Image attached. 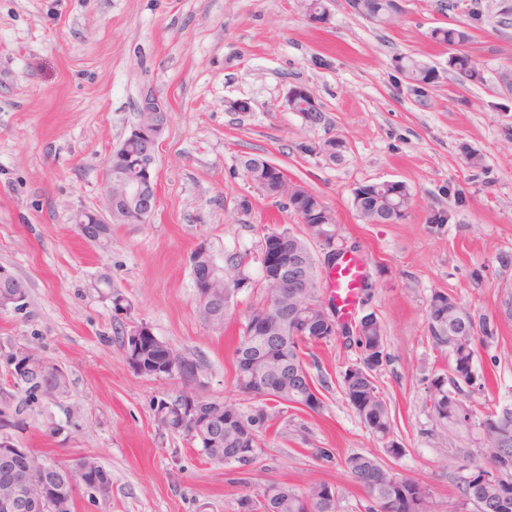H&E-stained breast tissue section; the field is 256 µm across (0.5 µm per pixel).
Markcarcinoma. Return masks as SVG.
<instances>
[{
  "instance_id": "1",
  "label": "carcinoma",
  "mask_w": 512,
  "mask_h": 512,
  "mask_svg": "<svg viewBox=\"0 0 512 512\" xmlns=\"http://www.w3.org/2000/svg\"><path fill=\"white\" fill-rule=\"evenodd\" d=\"M352 12L362 18L378 23L390 22L398 13L395 0H348ZM483 21L480 0H471L467 11V23L448 27H434L430 38L440 44L466 43L471 39V30ZM395 68L416 89L432 84L437 70L422 60L408 56L394 59ZM448 69L454 72L462 84L484 82L482 70L469 55L448 58ZM241 166L247 180L260 188L261 195L277 199L288 195V210L297 218L308 215L307 206H324L322 199L313 194L308 201L300 199L301 188L295 184L283 187L269 177L268 161L258 157H246ZM352 194L361 197L357 212L361 221L372 223L376 209L391 216L395 223L407 219L412 211L413 193L403 182L388 181L361 184ZM216 275L224 280H233L241 285L246 276L241 271V260L230 254L222 263L215 264ZM256 302L244 315L243 323L251 324L261 317L266 308L272 288L265 276L255 284ZM427 334L433 348L448 354L450 372L436 374L428 386V404L440 427L451 435L459 431L476 432L481 435L479 443L490 449V465H463L466 474L460 478L457 499L448 501L446 512H464L472 500L486 505V512H512V407L490 411L477 417L469 407L473 393L487 384L483 370L475 365L477 343L495 338L497 324L486 315H476L460 304L456 298L443 292L431 295L427 309ZM329 343L330 339L309 336L287 335L278 346L259 353L255 345L246 340L245 330H240L238 345L234 351L235 388L243 394H252L251 384L262 371H267V385L272 391L264 398L280 405L298 404L312 412L323 408V401L315 388L309 368L318 366L311 347ZM359 357L340 371L343 392L363 424L383 442L384 452L399 458L404 454L402 444L394 437L392 419L375 378L390 362L386 350L384 326L375 313L367 314L360 323V335L354 337ZM120 347L125 357L136 359L143 365V375L150 377L170 376L162 342L152 336L141 339L131 347L125 336H120ZM66 394L69 381L43 384L32 383L20 387L25 401L31 402L41 396L52 398V389ZM207 409L222 413L224 419V451L241 447V432L250 424L253 430L262 428L268 421L264 412L253 416L244 415L232 402L212 401ZM170 430L191 440L203 432L199 424H190L176 410L172 411ZM347 473L365 492L364 512H434L431 494L422 483L407 478L393 468L383 464L371 454L355 453L345 458ZM242 512H342L341 499L334 487L326 483H314L298 491L292 486L271 483L261 490L246 494L240 499Z\"/></svg>"
}]
</instances>
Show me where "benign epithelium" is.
<instances>
[{"mask_svg":"<svg viewBox=\"0 0 512 512\" xmlns=\"http://www.w3.org/2000/svg\"><path fill=\"white\" fill-rule=\"evenodd\" d=\"M137 114L138 121L131 127L128 136L141 141L143 151L128 158L111 152L105 160L103 179L105 211L82 209L73 217L78 234L88 243L101 244L107 237L104 227L121 224L130 216L137 217L140 224L149 223L157 208L156 149L167 128L168 111L154 94L147 92L140 96ZM317 227L318 230L309 233L311 242L319 248L316 257L289 249L286 238L277 231L268 230L262 237L258 261L264 269L273 270L271 279L280 287L277 302L270 307L272 320L282 332L288 331L291 324L300 326L312 336H354L358 326L343 328L329 301L321 298L314 303L302 293L313 272L327 269L328 265L336 263V256L345 252L337 232L323 230L321 223ZM196 248L204 255L202 259L189 260L197 298L215 309L206 323L220 331L224 325L211 323V320L221 317L224 308V296L216 294L214 290L212 252L205 240L198 242ZM5 359L11 371H24L39 381L48 372L63 371L60 365L52 361L34 364L26 353V347L21 344L6 352ZM167 360L174 375L197 371L196 360L172 347L168 348ZM205 387V380L195 377L190 409L185 419L197 420L194 407L209 401L203 395ZM222 429L218 422L210 426L209 447L203 449L204 453L212 456V460L221 463L224 462V449L220 448ZM0 460L4 464L0 471V512H73L80 492L86 491L102 498L107 492L106 474L95 475L98 467L87 465L73 474H67L30 449L17 447L8 436H0Z\"/></svg>","mask_w":512,"mask_h":512,"instance_id":"benign-epithelium-1","label":"benign epithelium"}]
</instances>
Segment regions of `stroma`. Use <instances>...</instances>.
Instances as JSON below:
<instances>
[{
  "label": "stroma",
  "mask_w": 512,
  "mask_h": 512,
  "mask_svg": "<svg viewBox=\"0 0 512 512\" xmlns=\"http://www.w3.org/2000/svg\"><path fill=\"white\" fill-rule=\"evenodd\" d=\"M440 2L399 0V14L383 24L355 15L346 0H326L329 20L315 24L298 0H0V267L28 291L24 311L0 314V408L20 398L3 359L12 345L34 347L67 372V394L34 405L8 435L44 458L91 456L110 472L109 496L81 495L75 512H240L243 495L272 482L301 491L324 482L343 512H364L343 461L383 447L338 384L355 348L339 340L317 347L310 374L324 407L316 413L233 386L262 237L298 226L293 213L254 196L240 166L252 155L319 195L366 265L371 298L356 313L375 312L385 326L391 361L376 383L405 448L391 467L427 486L435 512H444L459 495V466L488 459L474 437L439 428L426 404L428 377L448 369L426 338V305L444 291L497 321L494 340L477 349L489 383L472 407L481 414L512 404V319L501 314L512 270L497 262L512 253V96L498 85L512 66V0H481L484 20L467 49L485 82L466 86L429 32L465 21L470 0L451 11ZM401 55L434 66L438 80L415 91L393 66ZM295 85L322 106L323 121L288 110ZM147 90L168 110L158 207L150 223L113 225L108 246L90 244L72 217L103 208L105 159L137 122ZM238 100L247 111L229 110ZM331 140L334 159L324 148ZM468 148L482 155V170L468 168ZM382 181L414 191L407 220H359L353 188ZM458 188L467 195L461 207ZM249 194L253 219L242 224L234 203ZM440 209L454 218L438 229L427 216ZM202 240L217 261L237 254L247 275L220 332L196 306L188 257ZM103 271L129 301L127 315L115 316L93 288ZM132 321L200 361L209 399L268 414L255 463L213 462L197 442L158 427L155 406L180 382L129 367L118 332ZM318 448L331 449L332 461H319Z\"/></svg>",
  "instance_id": "stroma-1"
}]
</instances>
